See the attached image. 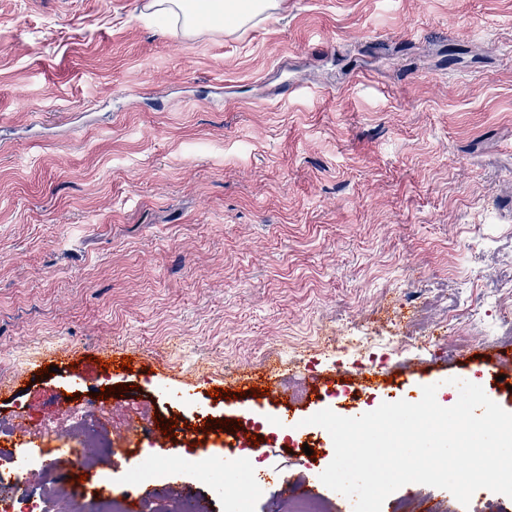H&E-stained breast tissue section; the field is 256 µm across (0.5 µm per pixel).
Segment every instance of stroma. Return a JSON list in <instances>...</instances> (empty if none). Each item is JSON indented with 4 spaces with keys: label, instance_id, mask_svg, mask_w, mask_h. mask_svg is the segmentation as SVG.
Here are the masks:
<instances>
[{
    "label": "stroma",
    "instance_id": "stroma-1",
    "mask_svg": "<svg viewBox=\"0 0 512 512\" xmlns=\"http://www.w3.org/2000/svg\"><path fill=\"white\" fill-rule=\"evenodd\" d=\"M145 0H0V378L79 352L74 400L103 392L116 433L168 414L162 387L196 383L224 421H265L275 472L249 512H286L277 473L346 512L270 429V397L197 384L268 358L290 363L303 416L367 370L364 414L416 402L441 375L488 378L478 348L512 324V0H288L243 32L186 38ZM405 337L398 347L396 337ZM166 360L113 375L112 350ZM68 372L0 396L33 442L73 438ZM142 512L215 481L168 463ZM437 512H512L481 489Z\"/></svg>",
    "mask_w": 512,
    "mask_h": 512
}]
</instances>
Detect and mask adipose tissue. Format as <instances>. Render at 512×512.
<instances>
[{
    "label": "adipose tissue",
    "mask_w": 512,
    "mask_h": 512,
    "mask_svg": "<svg viewBox=\"0 0 512 512\" xmlns=\"http://www.w3.org/2000/svg\"><path fill=\"white\" fill-rule=\"evenodd\" d=\"M283 4L284 0H147L145 8L174 20L182 35L191 37L205 28L237 32L271 18Z\"/></svg>",
    "instance_id": "obj_1"
}]
</instances>
